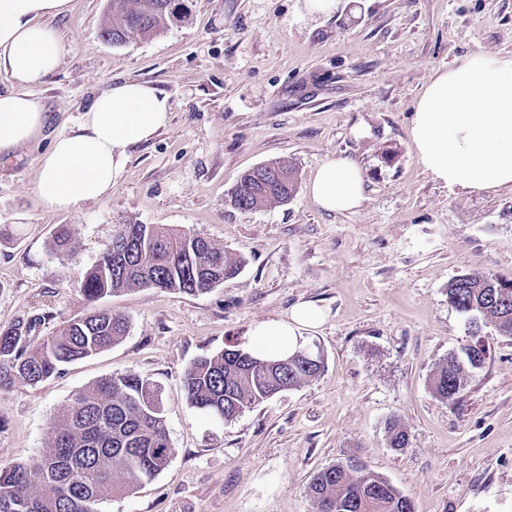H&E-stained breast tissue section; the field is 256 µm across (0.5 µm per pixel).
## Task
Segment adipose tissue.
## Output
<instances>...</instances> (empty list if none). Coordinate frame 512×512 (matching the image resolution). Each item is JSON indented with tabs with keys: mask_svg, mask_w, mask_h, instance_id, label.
Listing matches in <instances>:
<instances>
[{
	"mask_svg": "<svg viewBox=\"0 0 512 512\" xmlns=\"http://www.w3.org/2000/svg\"><path fill=\"white\" fill-rule=\"evenodd\" d=\"M71 0H0V73L14 91L0 94V152L30 143L47 116L29 95L58 68L64 52L47 17ZM170 99L146 84L126 81L102 90L67 133L38 159L35 193L48 208L68 210L108 196L125 173L130 150L168 124ZM411 142L431 176L445 185L482 192L512 189V55L476 52L455 68L436 69L419 96ZM364 176L351 157L335 155L309 184L328 212H352L364 200ZM315 306H297L290 319L259 323L251 350L278 358L296 350L300 329L321 323Z\"/></svg>",
	"mask_w": 512,
	"mask_h": 512,
	"instance_id": "adipose-tissue-1",
	"label": "adipose tissue"
}]
</instances>
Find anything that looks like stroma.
Here are the masks:
<instances>
[{
	"instance_id": "35a3bbf8",
	"label": "stroma",
	"mask_w": 512,
	"mask_h": 512,
	"mask_svg": "<svg viewBox=\"0 0 512 512\" xmlns=\"http://www.w3.org/2000/svg\"><path fill=\"white\" fill-rule=\"evenodd\" d=\"M183 22L115 46L110 0H71L47 19L65 50L33 87L48 116L36 142L0 153V326L39 316L38 339L97 307L128 320L119 343L36 385L0 390V463L46 452L54 417L95 383L135 374L162 390L173 448L165 470L101 512H316L310 474L354 456L415 512H512V337L482 332L483 367L459 401L428 379L471 337L448 303L460 274L512 279V191L471 192L432 178L410 127L435 69L467 55H512V0H339L305 16L303 0H184ZM126 80L168 94L166 128L133 149L111 195L68 211L34 191L37 159L104 88ZM345 153L364 169L356 213L308 193ZM298 170L285 203L244 211L229 193L258 165ZM67 225L74 256L54 253ZM198 232L245 261L202 295L138 288L90 303L79 290L120 225ZM312 303L325 315L304 344L325 369L221 421L183 391L198 357L249 348L260 322ZM398 420L406 448L387 447Z\"/></svg>"
}]
</instances>
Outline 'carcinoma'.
<instances>
[{"mask_svg":"<svg viewBox=\"0 0 512 512\" xmlns=\"http://www.w3.org/2000/svg\"><path fill=\"white\" fill-rule=\"evenodd\" d=\"M177 0H111L102 37L123 45L150 38L180 18ZM296 169L272 161L245 172L231 192V203L255 210L286 202L297 193ZM113 245L88 270L80 290L90 302L136 288H157L188 295L205 294L236 277L243 260L207 238L159 224H124ZM59 254L73 251L72 236L61 225L51 239ZM448 303L468 316L474 340L461 353L439 363L429 378L437 398L456 400L468 379L481 369L488 350L482 327L512 336V279L460 274L448 283ZM37 319L0 326V390L16 383L37 385L65 364L117 344L127 333L121 313L95 310L69 321L55 335L32 344ZM324 370L300 347L285 357L265 359L242 348H226L197 358L184 373L187 400L223 421ZM390 447H407L408 434L397 422L387 424ZM46 453L29 463H0V512H100L104 499L131 493L162 472L171 458L164 405L156 384L137 375L104 379L78 393L50 428ZM40 475L32 488L28 473ZM123 473L116 484L115 472ZM309 491L317 512H414L411 501L384 478L348 459L316 470Z\"/></svg>","mask_w":512,"mask_h":512,"instance_id":"carcinoma-1","label":"carcinoma"}]
</instances>
